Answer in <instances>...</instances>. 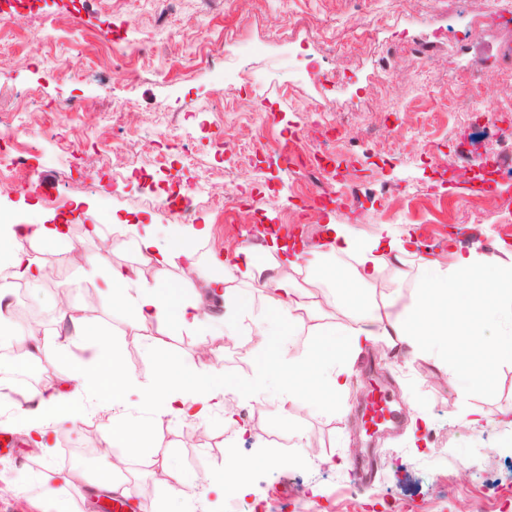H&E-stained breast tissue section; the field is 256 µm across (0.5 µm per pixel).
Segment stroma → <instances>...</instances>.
<instances>
[{
  "mask_svg": "<svg viewBox=\"0 0 512 512\" xmlns=\"http://www.w3.org/2000/svg\"><path fill=\"white\" fill-rule=\"evenodd\" d=\"M469 0H220L199 11L197 0H182L168 29L154 26L161 0H36L14 11L11 31L0 41V113L24 110L30 126L21 143L32 146L25 166L0 183V207L18 221L36 223L68 217L82 259L71 251L29 244L41 267L38 281L14 287L15 309L39 321V345L59 343L60 311L84 317L113 345L138 381L152 382L158 360L180 356L212 367L246 384L254 375L260 331L253 317L264 298L238 320L236 335L224 333V304L209 302L199 325L160 329L130 324L112 313L100 292V272L116 265L140 270L151 282L178 288L181 297L207 302L205 277L217 259L239 245L218 203L224 185L236 181L248 203L274 223L301 234L309 250L326 237L325 224L347 225L359 241H371L381 227L411 233L428 244L442 267L458 248L479 253L512 252V112L478 118L447 113L449 95L475 92L489 102L512 100V26L497 20L496 7L512 0H482L489 13L481 29L466 28ZM137 40L139 50L128 49ZM431 47V59L416 73L407 70V44ZM307 43L319 56L330 82L284 86L280 73L290 43ZM229 52L238 69L264 77L260 85L232 78L219 81L212 70L217 53ZM75 100L77 112L56 111ZM240 105L225 109L226 101ZM305 103L333 110L345 128L330 144L329 190L356 183L355 199L321 207L299 219L294 192L299 176L285 171L278 141L295 128H309L316 115ZM265 142L245 150L256 133ZM83 151L70 156L68 143ZM456 157L445 168L441 155ZM197 182L200 193L185 199L195 223L207 224V238L191 243L202 275L188 278L184 264L144 263L118 223L136 219L154 225L159 237L184 232L176 220L160 219L152 201ZM99 224L103 237L87 238ZM418 279L415 263L384 267L370 296L376 301L409 298ZM15 357L0 353V512H37L35 478L64 466L61 452L42 460L15 422L22 392L15 384ZM392 395V424L366 430L362 404L375 391ZM242 419L250 434L237 436L222 417L190 427L176 420L136 421L173 468L130 460L124 472L133 497H147L159 512H191L188 501L168 494L173 473L206 496L207 512H512V426L466 425L468 413L497 412L512 405V363L497 368L493 390L464 386L448 366L417 355L406 344H365L351 361V377L334 406L300 403L281 409L273 384L248 399ZM109 444L91 476L106 477L113 457L128 458L123 444L100 415L78 427L63 426L58 438L82 446L87 433ZM288 444L275 447L272 437ZM307 447H298L299 439ZM378 454L373 479L356 482L354 461ZM267 456L244 478L242 488L223 499L206 495L204 479L224 473L230 460Z\"/></svg>",
  "mask_w": 512,
  "mask_h": 512,
  "instance_id": "35a3bbf8",
  "label": "stroma"
}]
</instances>
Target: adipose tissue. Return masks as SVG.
Segmentation results:
<instances>
[{
	"label": "adipose tissue",
	"instance_id": "1",
	"mask_svg": "<svg viewBox=\"0 0 512 512\" xmlns=\"http://www.w3.org/2000/svg\"><path fill=\"white\" fill-rule=\"evenodd\" d=\"M134 245L148 262L170 265L188 259L196 269L188 237L160 243L153 225L132 223ZM68 239L63 224H23L12 213H0V244L9 249V277L0 280V335H10L14 318L11 301L16 281H36L40 270L30 258V243L58 245ZM328 252L335 260L315 277L297 280L296 271L309 265L305 252H285L271 243L262 251L242 245L234 252L235 262L225 265L224 273L211 276L207 285L212 293L224 296V330L234 334L237 313L250 308L254 291L267 299L264 319L275 322L274 331L263 333L261 353L256 361L252 383L240 385L214 369L201 368L181 358L162 359V375L150 386L141 384L111 354L100 340L98 329L76 315L61 313L60 320L71 344L87 343L88 355L82 363L68 367L65 381L73 389L64 393L54 387L29 388L33 407L20 410L15 420L22 425L43 458H50L56 447L57 427L78 425L87 409L108 414L114 437L142 459L168 466L167 458L147 438L142 426L130 418L133 410L147 411L153 422L173 418L186 425H203L216 415L238 434L248 432L237 419L227 396L249 398L268 377H275L282 402L303 395L314 406L334 403L347 378L346 359L368 343L392 345L412 342L420 354L447 356L449 363L465 370L461 381L468 386L492 388L497 365L512 360V253L505 256L456 253L450 267L444 268L427 252L419 251L416 238L401 240L377 235L366 244L356 243L341 224L328 227ZM353 253L356 265L342 262V255ZM413 258L420 273L418 283L401 312L392 313L389 303H377L368 296L384 264ZM250 279V287L237 293H224V278L234 274ZM332 283L336 305L352 320L351 328L335 323L322 325L303 358L290 357L288 336L294 335L312 313L311 299L317 281ZM106 289L119 312L129 322H158L170 327H190L199 322V305L183 300L173 289L157 282L141 280L127 269L113 268ZM497 321L502 333L493 343L484 340L485 328Z\"/></svg>",
	"mask_w": 512,
	"mask_h": 512
}]
</instances>
